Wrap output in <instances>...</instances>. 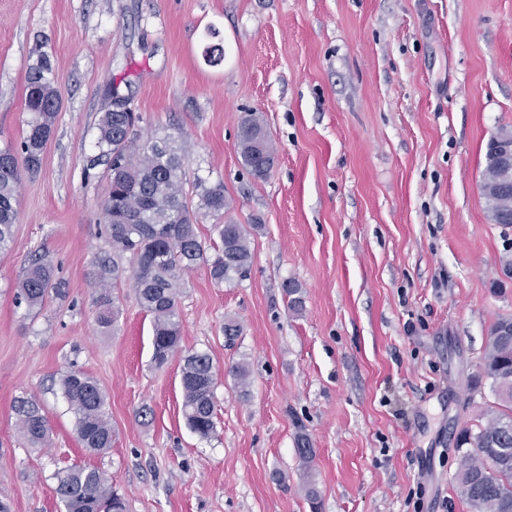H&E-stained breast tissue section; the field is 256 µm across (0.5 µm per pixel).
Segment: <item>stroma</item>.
<instances>
[{
    "instance_id": "obj_1",
    "label": "stroma",
    "mask_w": 512,
    "mask_h": 512,
    "mask_svg": "<svg viewBox=\"0 0 512 512\" xmlns=\"http://www.w3.org/2000/svg\"><path fill=\"white\" fill-rule=\"evenodd\" d=\"M41 52L61 109L0 252V499L12 512H60L54 475L74 465L102 471L129 512H311L301 432L320 512H469L455 439L494 400L479 364L492 323L512 316V227L491 223L481 190L489 140L512 129V0H0V145L26 129L25 71ZM112 83L142 139L176 137L187 179L223 181L226 219L263 222L246 279L218 284L203 265L185 277L181 348L209 353L217 373L208 439L185 422L179 357L152 362L131 279L114 291V329L96 323L107 168L86 164ZM251 112L275 150L261 179L238 150ZM39 255L64 293L30 312L16 288ZM230 317L242 326L231 342ZM72 370L107 395L104 453L76 438L59 385ZM25 394L50 447L20 434L12 405ZM296 447L299 459L302 463L305 478L306 496L312 504L317 499V490L312 480V463L315 458V448L306 434L300 433L296 440Z\"/></svg>"
}]
</instances>
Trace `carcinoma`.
I'll return each instance as SVG.
<instances>
[{
  "label": "carcinoma",
  "mask_w": 512,
  "mask_h": 512,
  "mask_svg": "<svg viewBox=\"0 0 512 512\" xmlns=\"http://www.w3.org/2000/svg\"><path fill=\"white\" fill-rule=\"evenodd\" d=\"M57 76L48 55L28 65L25 74L27 129L18 145L0 149V251L13 241L15 208L22 173L35 175L42 165L59 112L61 98ZM108 105L98 122V154L88 167L105 164L110 178L105 188L103 215L112 256L95 261L97 322L112 330L119 310L112 291L122 282L121 260L129 255L132 279L140 306L152 316V361L163 367L181 350L182 324L178 301L188 271L209 266L210 276L222 283L247 277L252 264L249 232L233 221L217 225L221 246L207 256L197 233L201 215L221 217L231 207L224 184L213 185L200 177L186 192L183 162L168 138L141 141L136 130L139 117L124 109L128 98L116 86L107 90ZM241 158L256 177L267 176L274 152L269 134L253 113L240 124ZM487 148L482 193L491 220L512 225V178L491 161ZM54 266L39 257L32 261L18 284V303L27 310L40 309L51 294L61 293ZM289 309H303L302 289L294 281L283 284ZM481 374L491 380L495 401L487 406L477 428L464 427L456 438L458 466L455 481L470 512H512V317H499L490 327ZM216 373L211 356L189 351L181 365L182 412L192 432L202 438L216 433ZM62 394L75 414V431L81 445L92 453L112 447V425L106 413L107 397L99 383L82 372H69L60 382ZM13 411L21 434L33 447L45 448L50 427L40 402L19 396ZM305 478L306 496L317 499L312 480L315 449L303 433L296 440ZM54 492L63 512H126L123 495L112 489L103 472L72 466L55 474Z\"/></svg>",
  "instance_id": "carcinoma-1"
}]
</instances>
